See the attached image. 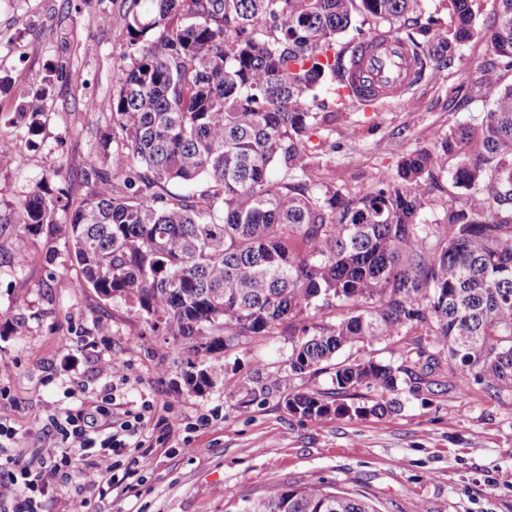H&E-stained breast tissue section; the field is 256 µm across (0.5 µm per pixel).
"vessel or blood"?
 Segmentation results:
<instances>
[{"label":"vessel or blood","instance_id":"vessel-or-blood-1","mask_svg":"<svg viewBox=\"0 0 512 512\" xmlns=\"http://www.w3.org/2000/svg\"><path fill=\"white\" fill-rule=\"evenodd\" d=\"M410 55L396 38L380 34L362 42V61L355 81L363 94L362 104L376 97L404 96L410 82Z\"/></svg>","mask_w":512,"mask_h":512}]
</instances>
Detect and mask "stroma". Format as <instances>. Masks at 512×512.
I'll use <instances>...</instances> for the list:
<instances>
[{
    "label": "stroma",
    "mask_w": 512,
    "mask_h": 512,
    "mask_svg": "<svg viewBox=\"0 0 512 512\" xmlns=\"http://www.w3.org/2000/svg\"><path fill=\"white\" fill-rule=\"evenodd\" d=\"M126 0H0V132L18 143L23 164L0 163V418L27 445L48 416L91 408L111 388L118 403L149 401L147 425L130 437L151 468L133 493L93 495L89 512H241L243 500L272 483L323 478L368 497L378 512H512V393L449 389L445 372L431 390L382 418L299 420L290 392L330 388V374L294 376L291 345L276 336L234 352L196 359L188 345L148 335L133 307L100 300L93 290L56 288L50 270L74 272L63 240L46 261L43 236L28 237L26 261L9 242L24 234L10 223L14 204L37 184L65 189L78 206L90 188L87 154L105 128L99 105L130 62L131 46L100 22ZM490 57L484 39L469 42L438 78L415 84L407 100L348 103L327 139L312 137L307 181L356 193L392 173L400 151L430 148L490 107H458ZM65 76L45 87L55 71ZM48 88L42 128L13 124L20 98ZM123 365L114 382L102 364ZM224 375L204 392L186 381L190 367ZM209 425H198L199 417Z\"/></svg>",
    "instance_id": "1"
}]
</instances>
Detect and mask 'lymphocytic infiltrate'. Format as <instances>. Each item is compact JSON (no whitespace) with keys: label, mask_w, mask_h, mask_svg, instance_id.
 Returning a JSON list of instances; mask_svg holds the SVG:
<instances>
[{"label":"lymphocytic infiltrate","mask_w":512,"mask_h":512,"mask_svg":"<svg viewBox=\"0 0 512 512\" xmlns=\"http://www.w3.org/2000/svg\"><path fill=\"white\" fill-rule=\"evenodd\" d=\"M113 397L105 395L93 411L69 409L51 415L48 424L30 441L29 459L0 458V512H44L43 499L53 481L70 477V463L61 449L74 447L93 461L77 475L88 491L125 495L135 488V476L151 466L148 454H128L126 437L142 428L149 404L140 409L112 411Z\"/></svg>","instance_id":"lymphocytic-infiltrate-1"}]
</instances>
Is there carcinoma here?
<instances>
[{"label":"carcinoma","mask_w":512,"mask_h":512,"mask_svg":"<svg viewBox=\"0 0 512 512\" xmlns=\"http://www.w3.org/2000/svg\"><path fill=\"white\" fill-rule=\"evenodd\" d=\"M150 2L149 17L129 7L102 19L136 54L102 103L112 154L86 158L90 195L59 224L52 215L69 208L65 192L38 185L14 220L0 218L49 243L64 235L78 276L55 274V285L124 300L152 332L196 355L288 334L293 373L332 363L331 389L288 394L301 420L394 414L443 360L450 386L512 390V85L501 86L495 68L468 88L472 99L492 97L479 125L402 153L368 190L347 196L300 181L311 136L336 121L354 88L348 75L360 58L357 42L342 41L349 31L399 37L413 84L438 77L477 36L512 67V0H496L485 30L472 0H449V39L439 18H421L423 0ZM43 111L44 97H33L17 119L36 135ZM0 158L23 154L0 136ZM447 173L462 198L429 223V192ZM200 183L198 193L170 190ZM414 328L423 338L394 361L333 362ZM220 378L212 367L187 374L196 389ZM360 388L374 392L371 402H351ZM245 502L242 512H377L323 479L273 483Z\"/></svg>","instance_id":"obj_1"}]
</instances>
